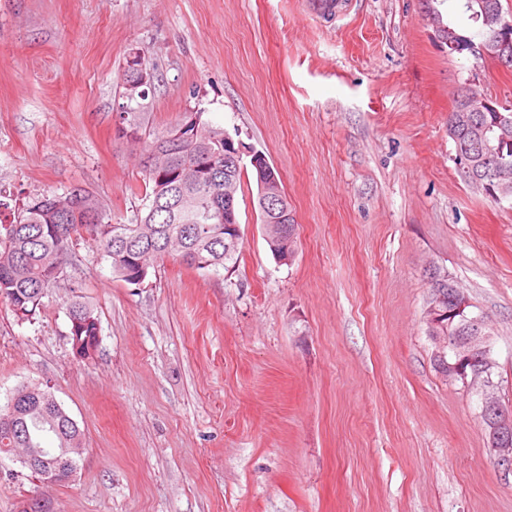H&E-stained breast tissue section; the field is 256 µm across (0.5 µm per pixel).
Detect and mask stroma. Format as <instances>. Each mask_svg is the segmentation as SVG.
<instances>
[{
	"label": "stroma",
	"mask_w": 512,
	"mask_h": 512,
	"mask_svg": "<svg viewBox=\"0 0 512 512\" xmlns=\"http://www.w3.org/2000/svg\"><path fill=\"white\" fill-rule=\"evenodd\" d=\"M356 2L325 23L302 0H0V190L77 187L132 223L143 143L198 112L279 171L298 238L274 258L248 167L224 269L168 258L136 286L74 248L91 357L70 289L30 321L0 303V402L50 383L84 433L67 483L0 460V512H512L426 317L434 269L487 317L512 402V200L464 183L448 135L456 88L512 105V71L449 54L454 0ZM133 51L156 73L139 145L118 132ZM69 288H73L71 290L72 294L68 300L67 305L68 315L71 323L70 342L72 345V350L74 351L73 344L76 340L80 345L78 351L80 357H89L91 352L97 348L99 343V320L95 315L93 308L82 301L83 296L75 291V287L70 286Z\"/></svg>",
	"instance_id": "obj_1"
}]
</instances>
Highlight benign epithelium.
I'll return each mask as SVG.
<instances>
[{
	"instance_id": "7a95c632",
	"label": "benign epithelium",
	"mask_w": 512,
	"mask_h": 512,
	"mask_svg": "<svg viewBox=\"0 0 512 512\" xmlns=\"http://www.w3.org/2000/svg\"><path fill=\"white\" fill-rule=\"evenodd\" d=\"M469 7L483 15L490 26L489 38L479 44L464 42L457 34L443 26L437 27L438 37L448 45L450 54H471L481 59H488L494 51H499L498 64L503 67L512 62V18L498 10L488 9L486 0H471ZM140 54L129 55V65L135 66L137 78L125 84L123 97L126 99H142L154 83V72L138 65ZM187 126L168 137L176 145L185 142H207L206 137L199 136V130L187 134ZM477 139L485 144L488 155L499 153L496 134L483 126H476ZM250 163L258 170V210L262 215L265 236L268 242L278 243L281 240V225L288 223V199L284 194L282 180L278 170L260 152L251 150ZM224 225L228 235L224 236V252L236 249L241 242L239 222L237 220L236 201L233 195L224 196ZM457 309L455 313L469 320L474 329L459 336H438L436 327L440 324L443 312L433 303L427 308L429 334L435 344L434 355L444 357L448 354L455 360V371L451 372V380L462 379L469 389L479 393L481 423L489 438L494 463L504 478L512 476V410L505 407L498 397L495 387L487 383V375L482 369L495 364L493 345L487 325L481 316L470 312V301L459 288L453 289ZM83 448H29L26 452L15 456L21 466L30 471H37L42 476V483L47 486L58 485L70 481L77 470V459ZM23 512H52L50 498L38 494L29 499Z\"/></svg>"
}]
</instances>
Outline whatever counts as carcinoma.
<instances>
[{
  "mask_svg": "<svg viewBox=\"0 0 512 512\" xmlns=\"http://www.w3.org/2000/svg\"><path fill=\"white\" fill-rule=\"evenodd\" d=\"M480 100H471L469 111L448 113V134L454 145L467 144L476 158L478 173L464 177V182L491 194V181L483 175L495 161L483 160L479 149L470 141L469 124L473 119H482L495 124L497 114L481 111ZM191 117L209 129L218 138L210 145L205 155L197 148L185 143L176 152L164 150L160 161L161 171L168 178L171 201H179L187 195L191 206L183 210L154 208L157 196L162 194V177L145 171L146 212L136 216L131 224H114L101 206H96V215L87 214L86 201L79 199L75 189L50 191L34 196L14 207L0 199V302L21 313V318L34 317L43 305L42 299L48 288L67 279L70 246L79 240L89 239L96 243L102 259L108 261L113 273L128 284L143 282L165 258L179 255L199 270H218L229 262L237 261L238 254H224V224L216 216V206H224V130L201 120V113ZM502 137L503 157L509 163V178L512 185V122L499 130ZM211 166L216 176L212 180L180 184L173 174L193 166ZM13 209V219H3V210ZM68 315L71 323V340L80 345L78 354L91 355L99 343V320L94 309L83 301V296L72 292L68 300ZM24 395L12 405L0 407V416L10 411L19 413L15 427L11 430L0 426V457L15 454L19 448H29L27 434L43 430L40 422L43 414L34 410V393L27 386L20 387ZM54 418L53 435L58 447L82 435L78 424L65 418L60 410L50 413Z\"/></svg>",
  "mask_w": 512,
  "mask_h": 512,
  "instance_id": "1",
  "label": "carcinoma"
}]
</instances>
